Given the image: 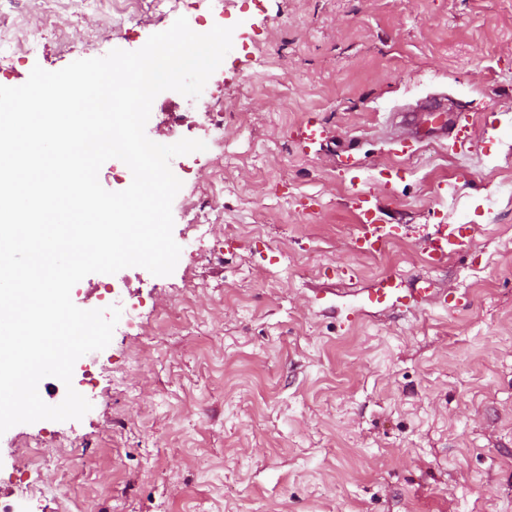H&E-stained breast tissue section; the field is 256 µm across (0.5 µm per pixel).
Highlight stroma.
Segmentation results:
<instances>
[{"label":"stroma","instance_id":"stroma-1","mask_svg":"<svg viewBox=\"0 0 512 512\" xmlns=\"http://www.w3.org/2000/svg\"><path fill=\"white\" fill-rule=\"evenodd\" d=\"M8 8L52 35L7 87L139 50L184 14L172 0L124 32L73 0ZM224 24L236 40L200 100L225 142L173 201L175 270L111 275L137 327L97 352L82 419L0 435V496L60 512L19 504L32 477L69 487L72 512H512V0H237ZM433 97L471 150L400 124ZM311 116L328 136L303 153ZM359 188L401 227L377 257L353 249ZM204 189L219 212L197 225ZM435 224L479 225L473 252L426 266ZM391 273L447 305L370 302Z\"/></svg>","mask_w":512,"mask_h":512}]
</instances>
